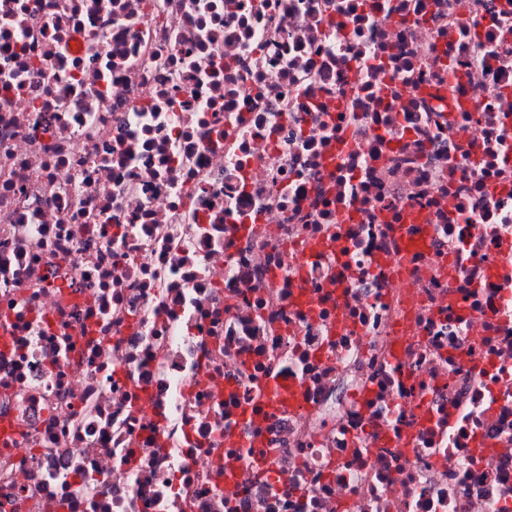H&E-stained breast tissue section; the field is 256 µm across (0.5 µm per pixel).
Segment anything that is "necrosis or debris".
<instances>
[{
    "label": "necrosis or debris",
    "instance_id": "necrosis-or-debris-1",
    "mask_svg": "<svg viewBox=\"0 0 512 512\" xmlns=\"http://www.w3.org/2000/svg\"><path fill=\"white\" fill-rule=\"evenodd\" d=\"M482 3L0 0V512H512Z\"/></svg>",
    "mask_w": 512,
    "mask_h": 512
}]
</instances>
